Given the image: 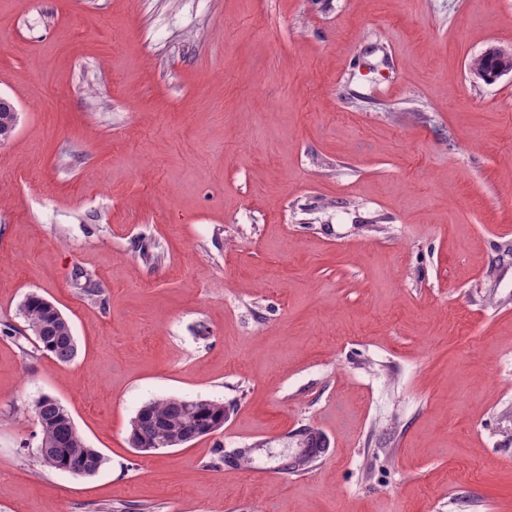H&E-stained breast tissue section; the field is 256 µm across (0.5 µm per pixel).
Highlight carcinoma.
Returning a JSON list of instances; mask_svg holds the SVG:
<instances>
[{
    "mask_svg": "<svg viewBox=\"0 0 512 512\" xmlns=\"http://www.w3.org/2000/svg\"><path fill=\"white\" fill-rule=\"evenodd\" d=\"M22 315L26 330L34 337L38 348L62 364L72 362L77 355V343L68 321L55 315V306L44 297L32 293L23 301ZM146 416L143 425L131 427L132 447L149 449L169 448L171 441L188 443L208 426L218 431L220 421L227 415L224 404L206 399L166 397L151 400L140 407ZM40 426L39 447L47 452L39 455L43 466L63 472L73 465L101 467L105 457L86 445L71 414L56 398L44 395L34 408ZM298 447L303 453H293L285 459L283 469L307 467L314 459L311 449L323 448L316 433L306 430L300 434Z\"/></svg>",
    "mask_w": 512,
    "mask_h": 512,
    "instance_id": "1",
    "label": "carcinoma"
}]
</instances>
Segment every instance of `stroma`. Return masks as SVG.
<instances>
[{
  "mask_svg": "<svg viewBox=\"0 0 512 512\" xmlns=\"http://www.w3.org/2000/svg\"><path fill=\"white\" fill-rule=\"evenodd\" d=\"M491 47L512 0H0V512H512ZM32 293L71 363L20 337ZM44 395L95 475L40 465ZM169 396L223 428L131 448ZM304 428L329 453L284 473Z\"/></svg>",
  "mask_w": 512,
  "mask_h": 512,
  "instance_id": "obj_1",
  "label": "stroma"
}]
</instances>
